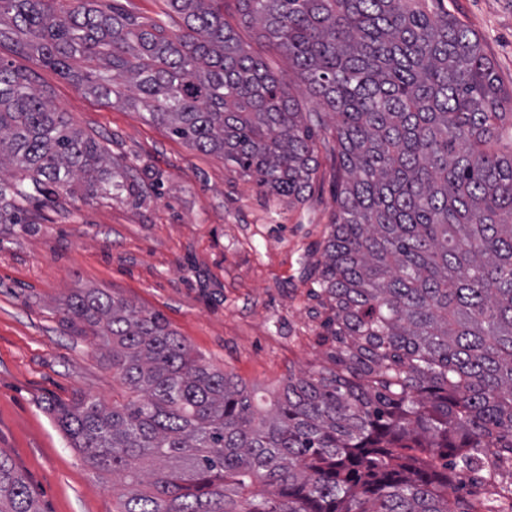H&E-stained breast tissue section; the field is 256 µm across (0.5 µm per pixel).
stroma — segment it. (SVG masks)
Returning a JSON list of instances; mask_svg holds the SVG:
<instances>
[{
	"label": "stroma",
	"mask_w": 512,
	"mask_h": 512,
	"mask_svg": "<svg viewBox=\"0 0 512 512\" xmlns=\"http://www.w3.org/2000/svg\"><path fill=\"white\" fill-rule=\"evenodd\" d=\"M445 3L511 91L512 0ZM0 58L143 185L134 199L64 195L36 224H0V450L42 512H112L120 485L83 462L47 410L52 399L84 393L108 404L122 391L103 350L66 324L64 302L94 288L160 313L250 387L274 391L289 372L331 367L310 272L336 213V163L321 154L314 194L292 208L145 110L79 91L13 45Z\"/></svg>",
	"instance_id": "obj_1"
}]
</instances>
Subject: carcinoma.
Wrapping results in <instances>:
<instances>
[{
  "mask_svg": "<svg viewBox=\"0 0 512 512\" xmlns=\"http://www.w3.org/2000/svg\"><path fill=\"white\" fill-rule=\"evenodd\" d=\"M0 0L6 41L78 89L141 104L189 147L301 204L336 156L310 296L336 369L258 395L157 312L95 289L65 320L129 396L48 411L119 480L113 512H512V92L444 0ZM237 15V24L226 16ZM288 59L291 79L237 26ZM0 223L26 203L139 193L128 168L0 60ZM473 473L467 497L449 489ZM256 485L263 487L254 493ZM0 512H42L0 450Z\"/></svg>",
  "mask_w": 512,
  "mask_h": 512,
  "instance_id": "cac0c4a2",
  "label": "carcinoma"
}]
</instances>
